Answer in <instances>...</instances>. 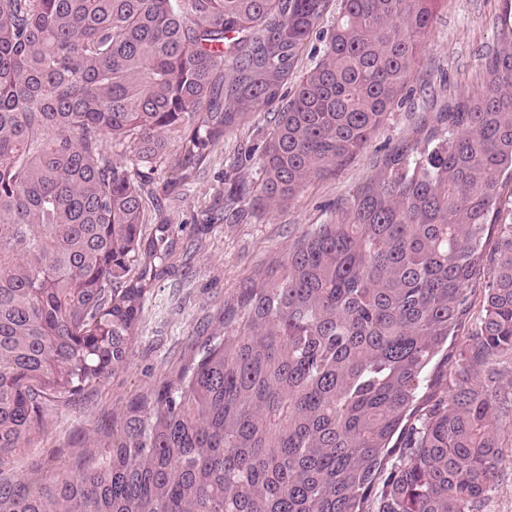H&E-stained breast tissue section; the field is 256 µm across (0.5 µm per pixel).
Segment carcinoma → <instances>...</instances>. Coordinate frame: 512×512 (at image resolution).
Returning <instances> with one entry per match:
<instances>
[{
	"mask_svg": "<svg viewBox=\"0 0 512 512\" xmlns=\"http://www.w3.org/2000/svg\"><path fill=\"white\" fill-rule=\"evenodd\" d=\"M437 2L340 0L290 94L330 0H0V512H482L512 449L509 13L479 95L387 150L73 463L10 474L127 362L175 252L172 225L144 232L157 168L169 195L271 106L259 192L286 204L386 121ZM331 6L328 14L322 22L310 33L305 41L304 51L299 61L295 75L301 76L306 70L311 68L320 58L325 47V35L328 29L336 22V11L339 0H331Z\"/></svg>",
	"mask_w": 512,
	"mask_h": 512,
	"instance_id": "1",
	"label": "carcinoma"
}]
</instances>
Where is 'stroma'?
Returning a JSON list of instances; mask_svg holds the SVG:
<instances>
[{"instance_id":"obj_1","label":"stroma","mask_w":512,"mask_h":512,"mask_svg":"<svg viewBox=\"0 0 512 512\" xmlns=\"http://www.w3.org/2000/svg\"><path fill=\"white\" fill-rule=\"evenodd\" d=\"M505 6L506 0H441L403 100L353 161L335 176L308 181L285 206H268L256 192L271 109L257 107L249 123L227 131L196 179L177 187L163 210L149 213L150 223L164 220L173 226L175 269L147 293L127 363L81 404L50 409L38 446L16 456L15 471H27L36 459L52 454L68 460L82 437L179 366L200 323L212 320L244 280L287 256L309 225L329 221L337 204L374 173L387 148L448 99L479 93ZM241 185L248 193L239 211L224 210L227 194Z\"/></svg>"}]
</instances>
